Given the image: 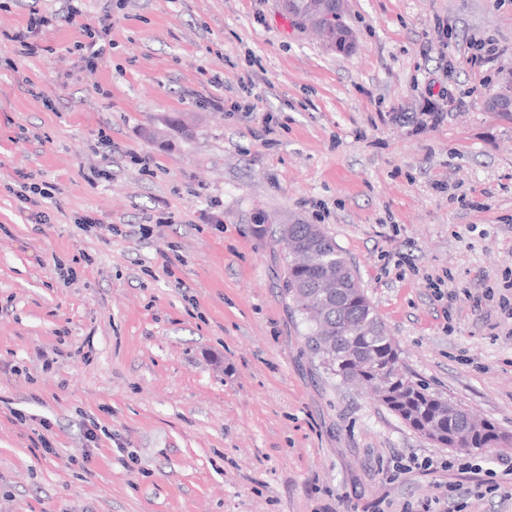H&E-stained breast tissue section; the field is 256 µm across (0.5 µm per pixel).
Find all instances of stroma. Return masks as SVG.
I'll list each match as a JSON object with an SVG mask.
<instances>
[{
  "mask_svg": "<svg viewBox=\"0 0 512 512\" xmlns=\"http://www.w3.org/2000/svg\"><path fill=\"white\" fill-rule=\"evenodd\" d=\"M343 21L346 53L278 0H0V512H420L441 482L512 512L506 482L390 478L457 452L313 362L277 227L252 231L258 210L323 226L412 379L512 435V111L490 105L512 56L488 87L463 61L473 36L512 45V0H348ZM440 21L456 45L421 54ZM85 22L109 30L93 73ZM432 83L463 103L413 133Z\"/></svg>",
  "mask_w": 512,
  "mask_h": 512,
  "instance_id": "35a3bbf8",
  "label": "stroma"
}]
</instances>
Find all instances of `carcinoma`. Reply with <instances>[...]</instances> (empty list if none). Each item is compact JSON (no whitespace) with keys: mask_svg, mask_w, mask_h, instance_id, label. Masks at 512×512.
I'll return each instance as SVG.
<instances>
[{"mask_svg":"<svg viewBox=\"0 0 512 512\" xmlns=\"http://www.w3.org/2000/svg\"><path fill=\"white\" fill-rule=\"evenodd\" d=\"M291 5L301 23L321 35L347 31L336 17L311 13V0ZM279 235L286 252L282 294L298 305L307 326L306 347L327 374L368 389L413 431L444 448L473 452L495 441L512 445V436L494 423L413 381L356 270L324 228L290 218ZM328 273L337 287H321Z\"/></svg>","mask_w":512,"mask_h":512,"instance_id":"cac0c4a2","label":"carcinoma"}]
</instances>
